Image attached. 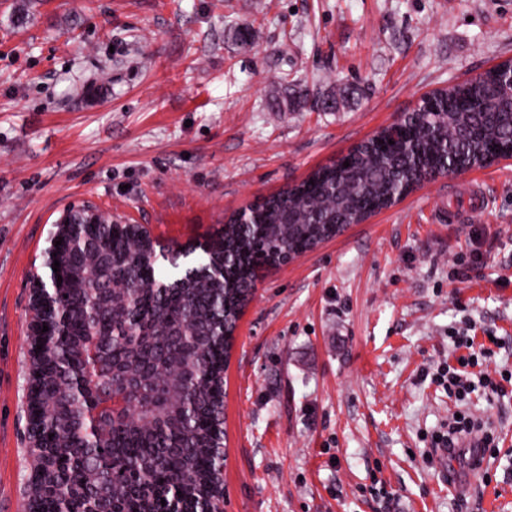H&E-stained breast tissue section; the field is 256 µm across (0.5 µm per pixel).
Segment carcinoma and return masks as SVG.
I'll list each match as a JSON object with an SVG mask.
<instances>
[{"mask_svg": "<svg viewBox=\"0 0 512 512\" xmlns=\"http://www.w3.org/2000/svg\"><path fill=\"white\" fill-rule=\"evenodd\" d=\"M512 103L499 76L465 82L446 95L421 102L402 124L394 143L368 139L309 178L232 215L211 250L171 278L149 256L146 246L119 224H90L86 237L97 259V274L70 285V334L56 341L46 364L55 369L80 365L78 353L88 330L89 301L97 300L105 344L135 363L140 377L167 387V419L159 427L136 419L112 430L107 463L116 473V503L89 498L71 501L78 512H162L161 500L175 488L191 505L198 488L220 477V419L224 411V369L233 337L231 321L245 304L248 286L264 267H275L284 253L304 254L340 234L365 213L388 206L392 196L449 164L474 165L509 155ZM349 166H344V162ZM224 267L221 281L210 279L212 265ZM153 280L172 288L142 290ZM190 327L199 335L193 350H173L161 329ZM46 399L57 415L43 426L56 445L70 397L58 386ZM59 462L66 486L98 469L95 456L65 446Z\"/></svg>", "mask_w": 512, "mask_h": 512, "instance_id": "cac0c4a2", "label": "carcinoma"}]
</instances>
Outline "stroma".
<instances>
[{
	"label": "stroma",
	"mask_w": 512,
	"mask_h": 512,
	"mask_svg": "<svg viewBox=\"0 0 512 512\" xmlns=\"http://www.w3.org/2000/svg\"><path fill=\"white\" fill-rule=\"evenodd\" d=\"M18 4L0 0V512L27 508L30 289L69 205L198 248L424 94L512 59V0ZM473 185L489 206L466 220ZM459 332L493 350L461 396L440 378ZM459 410L499 437L463 494L430 458ZM224 435V512H512V159L262 270Z\"/></svg>",
	"instance_id": "obj_1"
}]
</instances>
